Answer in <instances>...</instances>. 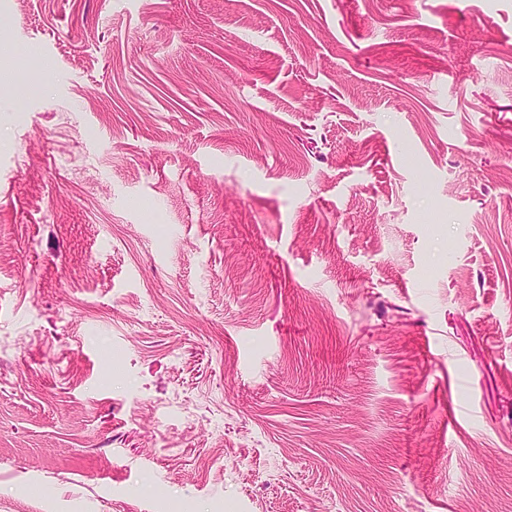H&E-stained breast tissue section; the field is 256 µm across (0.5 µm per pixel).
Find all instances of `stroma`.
<instances>
[{
  "instance_id": "35a3bbf8",
  "label": "stroma",
  "mask_w": 512,
  "mask_h": 512,
  "mask_svg": "<svg viewBox=\"0 0 512 512\" xmlns=\"http://www.w3.org/2000/svg\"><path fill=\"white\" fill-rule=\"evenodd\" d=\"M512 512V0H0V512Z\"/></svg>"
}]
</instances>
